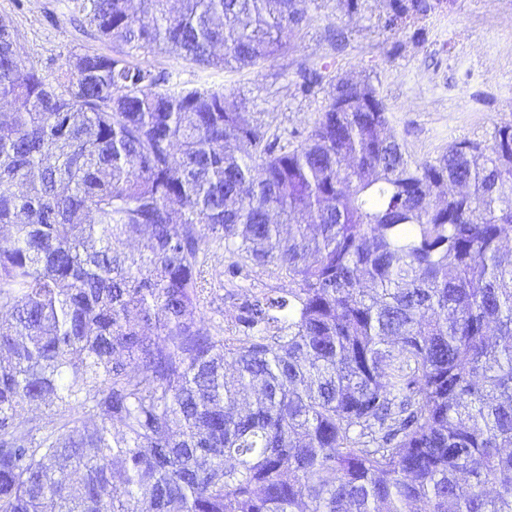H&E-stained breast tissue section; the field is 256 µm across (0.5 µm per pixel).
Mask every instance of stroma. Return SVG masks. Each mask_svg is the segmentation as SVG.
Wrapping results in <instances>:
<instances>
[{"label": "stroma", "instance_id": "obj_1", "mask_svg": "<svg viewBox=\"0 0 512 512\" xmlns=\"http://www.w3.org/2000/svg\"><path fill=\"white\" fill-rule=\"evenodd\" d=\"M304 7L307 25L289 33L283 54L255 69L201 68L143 50L131 59L188 87L223 89L280 128L311 125L338 79L368 83L385 99L398 139L416 160L438 157L464 138L486 139L495 124L512 120V0H443L422 20L420 43L379 27L383 0H365L353 18L341 0H305ZM1 17L17 32L21 59L50 78L65 70L71 53L112 49L73 0H0ZM331 27L347 36L341 51L325 39ZM323 62L320 88L297 93L299 71Z\"/></svg>", "mask_w": 512, "mask_h": 512}]
</instances>
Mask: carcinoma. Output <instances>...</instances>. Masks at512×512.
Masks as SVG:
<instances>
[{"label":"carcinoma","instance_id":"carcinoma-1","mask_svg":"<svg viewBox=\"0 0 512 512\" xmlns=\"http://www.w3.org/2000/svg\"><path fill=\"white\" fill-rule=\"evenodd\" d=\"M150 2L76 0L115 47L52 80L0 18V512H512V122L417 161L339 80L274 129L129 50L254 68L299 0Z\"/></svg>","mask_w":512,"mask_h":512}]
</instances>
